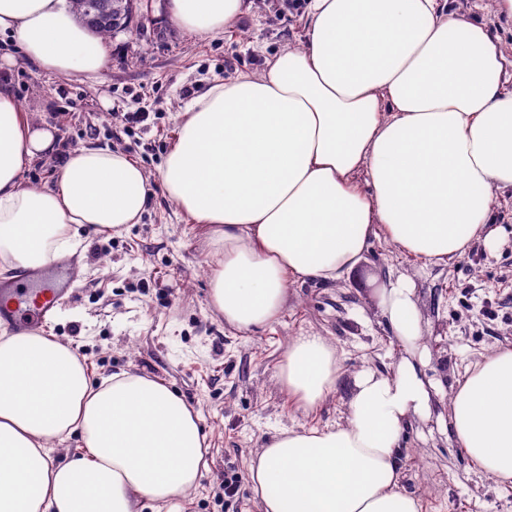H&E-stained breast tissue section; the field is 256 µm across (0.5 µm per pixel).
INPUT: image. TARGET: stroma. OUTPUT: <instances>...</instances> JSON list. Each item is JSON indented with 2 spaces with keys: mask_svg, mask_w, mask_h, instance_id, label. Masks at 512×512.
<instances>
[{
  "mask_svg": "<svg viewBox=\"0 0 512 512\" xmlns=\"http://www.w3.org/2000/svg\"><path fill=\"white\" fill-rule=\"evenodd\" d=\"M168 0H151L141 29L106 38L109 64L96 80L64 77L23 59L0 61V86L9 88L37 124L53 128L54 151L32 159L26 182L47 184L59 172L57 153L97 144L117 147L158 179L177 114L216 80L262 72L284 48H297L303 14L284 0H245L237 24L200 35L170 24ZM461 13L501 38V79L512 88V21L493 0H456ZM132 112L147 113L140 124ZM80 276L52 332L85 356L93 373L131 371L169 382L199 409L208 435V469L181 512H260L249 462L277 429L322 428L346 412L357 371H391L402 345L377 306L388 278L415 285L426 378L439 382L435 414L448 413V392L467 366L512 343V236L495 253L474 246L464 256L431 264L399 251L385 237L371 239L365 260L335 283L294 282L280 319L242 335L225 325L209 299L208 253L202 226L189 223L163 193L152 196L140 223L84 242L75 254ZM318 334L336 348L341 372L335 391L311 412L297 410L277 383L292 337ZM401 486L420 512H512V485L481 473L436 422H412L401 441ZM240 478L239 500L218 497L226 468Z\"/></svg>",
  "mask_w": 512,
  "mask_h": 512,
  "instance_id": "obj_1",
  "label": "stroma"
}]
</instances>
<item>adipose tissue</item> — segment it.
<instances>
[{"instance_id": "adipose-tissue-1", "label": "adipose tissue", "mask_w": 512, "mask_h": 512, "mask_svg": "<svg viewBox=\"0 0 512 512\" xmlns=\"http://www.w3.org/2000/svg\"><path fill=\"white\" fill-rule=\"evenodd\" d=\"M243 0H169L171 21L211 35L234 25ZM39 68L93 78L102 39L68 0H0V39ZM499 39L450 0H310L302 47L262 73L215 82L178 115L158 180L122 150H73L50 184L25 165L52 152L0 88V275L73 255L86 234L139 223L162 191L203 225L218 261L210 303L245 334L277 322L290 282H336L378 234L433 264L474 245L496 252L497 195L512 191V89ZM365 173L371 185L356 183ZM403 345L392 374L359 370L342 422L284 429L249 465L261 512H420L399 485L406 422L432 415L412 280L379 290ZM339 375L335 347L293 337L277 381L312 411ZM461 448L512 483V346L468 367L452 387ZM68 444L63 460L56 445ZM200 413L160 378L94 379L73 345L33 329L0 334V512H175L208 464Z\"/></svg>"}]
</instances>
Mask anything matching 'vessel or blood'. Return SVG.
I'll return each mask as SVG.
<instances>
[{"label": "vessel or blood", "instance_id": "vessel-or-blood-1", "mask_svg": "<svg viewBox=\"0 0 512 512\" xmlns=\"http://www.w3.org/2000/svg\"><path fill=\"white\" fill-rule=\"evenodd\" d=\"M78 276L73 263L30 270L22 284L0 285V325L20 330L51 326L71 299Z\"/></svg>", "mask_w": 512, "mask_h": 512}]
</instances>
